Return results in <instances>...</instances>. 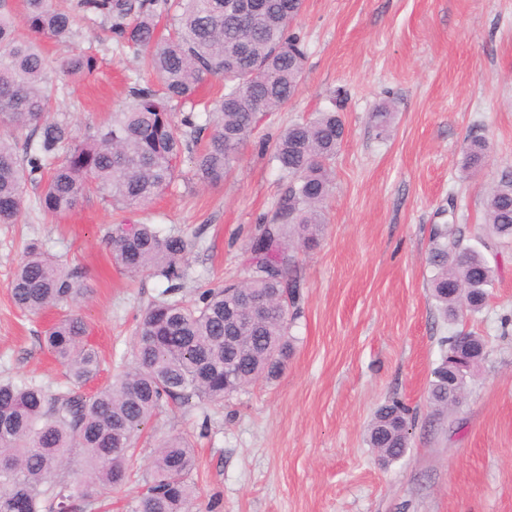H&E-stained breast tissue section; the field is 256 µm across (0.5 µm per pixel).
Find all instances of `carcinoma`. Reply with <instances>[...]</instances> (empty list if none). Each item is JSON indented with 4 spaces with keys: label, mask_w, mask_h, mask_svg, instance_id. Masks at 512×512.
<instances>
[{
    "label": "carcinoma",
    "mask_w": 512,
    "mask_h": 512,
    "mask_svg": "<svg viewBox=\"0 0 512 512\" xmlns=\"http://www.w3.org/2000/svg\"><path fill=\"white\" fill-rule=\"evenodd\" d=\"M13 13L0 0V224H15L25 207L27 183L42 186L39 209L51 216L70 212L93 190L127 210L145 208L182 176L178 161L191 154L193 180L216 186L251 142L258 114L281 108L304 79L305 51L292 23L304 0H264L245 22L226 0H75L70 9L55 0H22ZM168 34L160 18L172 8ZM106 21L122 47L140 58L155 79L127 87L128 107L103 123L74 134L71 124L50 115L52 98L65 79L87 77L93 54L60 60L46 56L32 35L68 42L77 16ZM211 75L224 79V93L208 107L212 132L194 150L205 126L194 103ZM340 113L318 112L290 124L261 152L281 173L285 189L270 223L259 226L251 246L252 276L238 289L226 282L203 289L198 302L177 298L188 278V240L158 224H114L107 232L113 263L135 274L163 279L161 297L143 311L137 328L136 364L91 395L80 387L96 378L98 353L84 342L82 317L58 319L45 347L73 385L53 394L35 382H0V512H73L84 500L122 486L126 461L140 427L171 402L224 398L279 377L292 350L288 302L299 297L289 276L292 247L312 249L325 224L323 204L332 188V162L344 138ZM485 145L471 141L466 165L480 168ZM481 247L464 244L463 228L450 222L430 230L431 296L446 319L478 313L487 304L498 267L484 254L490 242L512 243V179L488 195ZM15 304L39 314L84 297L86 289L66 261L30 244L8 284ZM265 312L253 315L255 304ZM446 351L429 383L428 400L448 413L464 400L471 373H452L458 358L483 360L488 342L458 331L442 340ZM409 409L392 400L375 412L368 443L389 464L408 448ZM87 481L74 488L56 481L74 455ZM195 454L189 439L161 441L140 499V512H191L196 487L190 480Z\"/></svg>",
    "instance_id": "1"
}]
</instances>
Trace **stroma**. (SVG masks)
I'll list each match as a JSON object with an SVG mask.
<instances>
[{
  "instance_id": "stroma-1",
  "label": "stroma",
  "mask_w": 512,
  "mask_h": 512,
  "mask_svg": "<svg viewBox=\"0 0 512 512\" xmlns=\"http://www.w3.org/2000/svg\"><path fill=\"white\" fill-rule=\"evenodd\" d=\"M293 27L305 44L304 81L263 116L223 184L179 181L134 211L91 193L55 218L28 188L21 223L0 224V382L67 386L43 347L62 309L25 315L8 288L25 246L65 255L87 287L77 312L105 384L134 364L141 315L166 287L115 266L107 229L151 222L185 235V302L197 300L198 285L247 278L255 228L270 222L284 189L259 140L334 110L346 138L320 242L296 254L286 369L219 403L194 398L163 409L130 452L126 486L78 502L76 512H136L157 444L177 433L195 444L197 512H512V245L498 250L487 306L453 323L434 307L427 264L431 226L452 219L474 239L491 187L512 177V0H305ZM76 30L71 44L43 46L54 57L98 59L52 105L79 133L122 109L129 82L146 74L101 22L82 20ZM385 103L392 120L381 134L371 114ZM475 138L488 156L466 171ZM461 329L488 339V355L464 403L442 416L428 402L429 381L440 338ZM396 399L414 423L404 457L384 465L367 430L377 408Z\"/></svg>"
}]
</instances>
